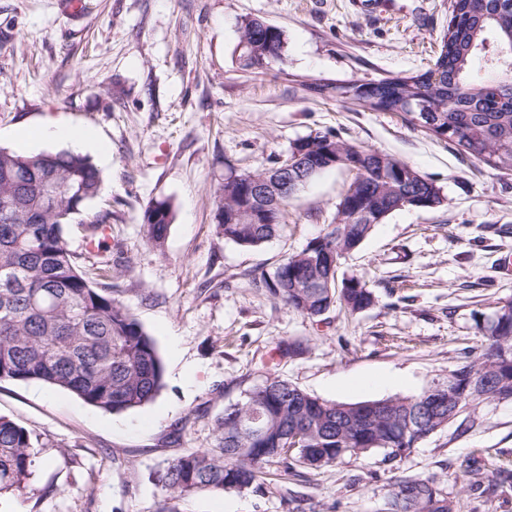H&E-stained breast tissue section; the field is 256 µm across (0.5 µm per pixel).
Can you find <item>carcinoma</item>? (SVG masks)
Masks as SVG:
<instances>
[{
  "label": "carcinoma",
  "instance_id": "carcinoma-1",
  "mask_svg": "<svg viewBox=\"0 0 512 512\" xmlns=\"http://www.w3.org/2000/svg\"><path fill=\"white\" fill-rule=\"evenodd\" d=\"M450 19L440 41L436 69L336 91L374 111L402 112L410 122L455 146L466 157L512 173V0H450ZM239 39L242 66L255 56L283 55L286 37L278 27L247 18ZM314 159L319 175L334 168L363 170L350 184L346 223L327 225L299 252L286 256L266 291L288 309L319 318L340 305L351 313L373 303L372 291L357 276L315 262L319 253L358 248L374 225L348 223L354 212L384 219L400 210L405 196L432 209L442 203L440 188L409 163L331 135H309L292 143ZM222 184L216 190V218L224 239L258 247L274 238L281 224H242L224 211ZM102 194L100 171L85 155L70 150L24 155L0 148V382L37 381L70 392L84 403L114 414L141 407L164 387V368L154 340L112 289L98 288L79 269L66 244L73 217L85 214L88 237L112 223V209L88 211ZM173 215L166 200L143 212L147 243L164 242ZM486 343L477 360L444 381L455 394V415L488 399L512 398V299L496 303L478 325ZM425 394L358 403L321 400L269 373L212 418L214 444L173 458L155 473L165 499L199 491L261 488L263 462L280 461L317 469L345 456L383 450L394 459L441 425L448 408L427 410ZM416 433L404 435L407 420ZM38 440L25 427L0 416V496L33 492ZM390 512H454L447 493L430 479H399L389 494Z\"/></svg>",
  "mask_w": 512,
  "mask_h": 512
}]
</instances>
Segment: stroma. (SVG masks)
Instances as JSON below:
<instances>
[{
	"label": "stroma",
	"mask_w": 512,
	"mask_h": 512,
	"mask_svg": "<svg viewBox=\"0 0 512 512\" xmlns=\"http://www.w3.org/2000/svg\"><path fill=\"white\" fill-rule=\"evenodd\" d=\"M0 0V147L53 120L96 131L112 206L113 297L154 339L164 387L112 414L41 382L0 383V415L38 438L33 493L0 512H388L398 479L441 484L456 512H512V399L467 409L411 452L377 450L288 474L263 466V488L163 501L156 470L212 447L211 419L273 370L311 395L354 403L410 397L446 379L481 346L477 325L512 298V174L458 154L397 112L361 108L319 84L424 72L448 26L446 0ZM282 29V61L245 69L243 18ZM321 132L389 153L440 188L431 210L375 225L340 273L374 294L356 314L310 319L261 283L332 223L353 175L334 169L293 196L275 238L225 240L215 192L228 168L261 172ZM169 201L161 247L146 241L147 205ZM304 351L275 359L278 345Z\"/></svg>",
	"instance_id": "35a3bbf8"
}]
</instances>
